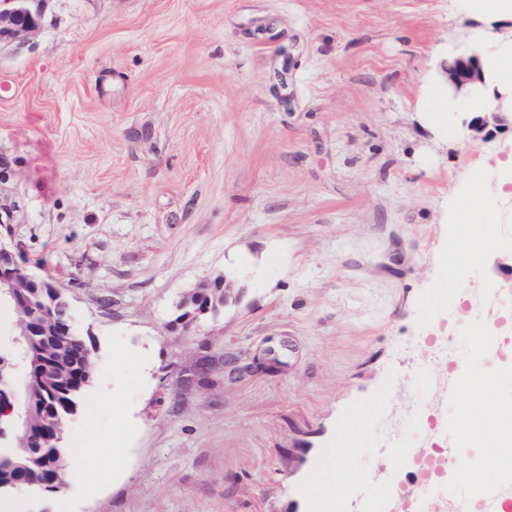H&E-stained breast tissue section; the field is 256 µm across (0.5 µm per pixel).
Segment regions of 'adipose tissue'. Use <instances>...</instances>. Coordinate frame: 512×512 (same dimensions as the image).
<instances>
[{
  "label": "adipose tissue",
  "instance_id": "obj_1",
  "mask_svg": "<svg viewBox=\"0 0 512 512\" xmlns=\"http://www.w3.org/2000/svg\"><path fill=\"white\" fill-rule=\"evenodd\" d=\"M452 9L471 19L459 39L440 46L415 110L440 138L457 141L469 133L470 122L491 113L512 114V0H451ZM478 51L480 76L461 89L449 88L442 65ZM448 219L453 224L512 223V150L478 167L452 200ZM496 388L495 401L473 414L470 426L450 440L453 448L473 444L490 423L500 424L489 461L503 475L512 474V427L502 416L512 413V375L484 366L471 375L448 378V395L469 400L476 385Z\"/></svg>",
  "mask_w": 512,
  "mask_h": 512
}]
</instances>
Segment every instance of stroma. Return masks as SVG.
Instances as JSON below:
<instances>
[{"instance_id":"35a3bbf8","label":"stroma","mask_w":512,"mask_h":512,"mask_svg":"<svg viewBox=\"0 0 512 512\" xmlns=\"http://www.w3.org/2000/svg\"><path fill=\"white\" fill-rule=\"evenodd\" d=\"M0 45V242L61 286L93 349L68 448L108 464L8 512H320L310 490L341 432L363 437L332 499L410 457L439 386L415 353L462 342L484 364L512 293V225L451 224L467 175L512 148V119L451 145L414 106L448 0H50ZM483 244L451 265L449 244ZM239 303L170 328L206 278ZM470 327L461 330L459 318ZM251 370L228 379L224 362Z\"/></svg>"}]
</instances>
